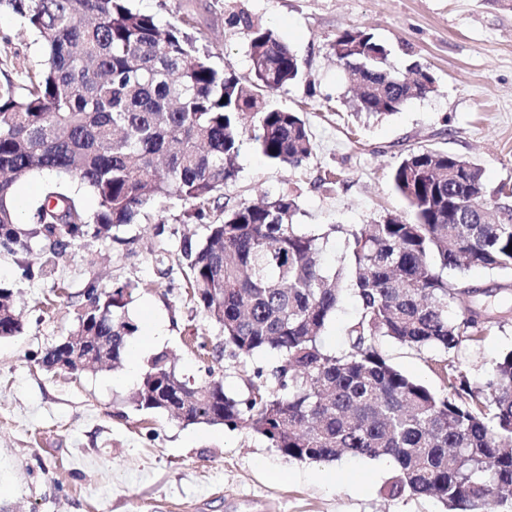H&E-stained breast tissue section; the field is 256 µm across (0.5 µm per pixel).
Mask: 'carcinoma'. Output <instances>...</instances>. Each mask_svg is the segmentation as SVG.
I'll return each mask as SVG.
<instances>
[{
  "mask_svg": "<svg viewBox=\"0 0 512 512\" xmlns=\"http://www.w3.org/2000/svg\"><path fill=\"white\" fill-rule=\"evenodd\" d=\"M42 42L40 67L21 83L0 82V258L22 276L55 277L59 260L93 238L121 241L122 227L171 199L204 226L201 240L180 241L175 263L195 302L224 333L206 377L189 383L167 351L151 354L133 395L141 409L165 410L190 424L248 429L298 461L333 462L343 455L392 458L396 471L380 488L388 499L424 496L450 512H483L490 497L512 498V351L483 381L472 383L451 361L439 367L445 392L408 377L380 350L392 340L446 354L478 343L491 318L452 303L470 295L461 274L472 268L512 273V207L487 196L482 168L450 153L410 149L391 173L406 216L388 214L357 229L334 225L311 234L293 223L295 198L280 193L258 204L219 203L235 164L244 120L269 160L298 164L310 157L311 135L297 112L268 96L299 77L292 49L247 16L252 77L227 76L176 27L163 28L128 0H0ZM337 60L363 83L359 106L391 114L406 101L437 91L414 62L405 74L387 63V49L358 27L336 36ZM49 171L74 177L98 202L90 215L78 197L48 188L28 223L17 221V183ZM471 203L470 224L448 223L457 190ZM346 239L345 264L326 268L330 235ZM79 294L72 337L104 338L108 361L121 364L139 325L125 313L137 289L93 280ZM358 318L348 348L326 351L322 332L345 293ZM23 330L14 291L0 286V338ZM62 342L42 359L60 366ZM274 350L280 364L254 370L243 398L224 391L216 364L224 352L248 359Z\"/></svg>",
  "mask_w": 512,
  "mask_h": 512,
  "instance_id": "1",
  "label": "carcinoma"
}]
</instances>
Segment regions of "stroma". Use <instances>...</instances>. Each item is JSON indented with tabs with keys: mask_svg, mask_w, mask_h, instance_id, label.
Segmentation results:
<instances>
[{
	"mask_svg": "<svg viewBox=\"0 0 512 512\" xmlns=\"http://www.w3.org/2000/svg\"><path fill=\"white\" fill-rule=\"evenodd\" d=\"M163 27L183 28L224 72L246 78L250 61L239 15L272 30L294 51L298 80L271 98L300 113L313 142L295 165L268 160L244 133L238 175L225 183L224 205L291 192L294 223L320 234L333 225L362 227L405 209L391 172L406 149L448 151L480 164L488 197L512 190V8L499 0H130ZM370 31L388 49L390 66L427 67L438 90L408 101L398 112L359 110L347 71L330 44L343 30ZM41 43L20 19L0 12V79L38 68ZM331 172L335 185L320 186ZM182 202L127 225L117 242L87 240L60 263L53 282L26 279L0 261V284L18 300L23 331L0 339V512H446L432 498L379 494L395 469L381 460L341 458L301 462L271 448L247 430L189 425L165 412L141 410L127 381L130 365L95 374L46 369L41 359L77 327V296L89 280L100 286L130 281L137 288L126 311L149 336L154 318L165 324L163 343L179 375L205 377L207 356L198 347L223 340L192 300L179 272L160 277L159 248L177 250L183 235L205 229L185 223ZM359 313L346 294L324 330L331 352L348 345L347 328ZM387 359L435 392L444 383L433 372L439 350H417L386 340ZM512 351V322L494 327L482 342L461 346L453 362L470 380L488 377L496 359ZM278 355L247 360L224 357V389L246 396L256 367L272 369Z\"/></svg>",
	"mask_w": 512,
	"mask_h": 512,
	"instance_id": "35a3bbf8",
	"label": "stroma"
}]
</instances>
